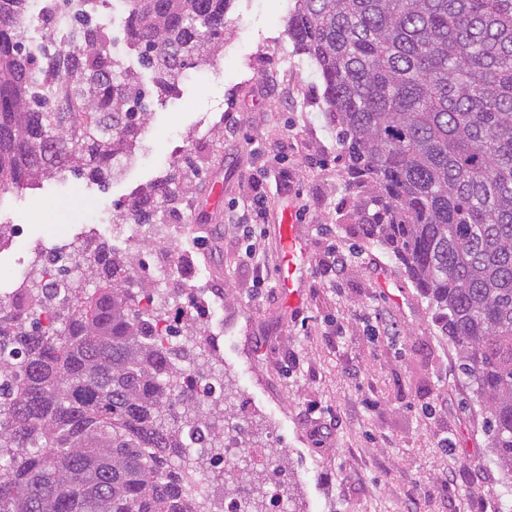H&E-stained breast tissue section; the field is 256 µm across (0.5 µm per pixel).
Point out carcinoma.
Listing matches in <instances>:
<instances>
[{"instance_id":"cac0c4a2","label":"carcinoma","mask_w":512,"mask_h":512,"mask_svg":"<svg viewBox=\"0 0 512 512\" xmlns=\"http://www.w3.org/2000/svg\"><path fill=\"white\" fill-rule=\"evenodd\" d=\"M231 3L129 0L154 90L224 48ZM26 6L0 0V195L65 171L106 183L149 121L141 80L85 17L32 54ZM285 31L318 67L359 232L437 311L512 473V0H295ZM199 176L172 163L118 223H155ZM73 253L93 292L50 276L0 305V512H199L191 450L226 429L224 381L197 363L204 320L162 317L137 256L93 239Z\"/></svg>"}]
</instances>
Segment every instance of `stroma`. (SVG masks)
<instances>
[{
  "mask_svg": "<svg viewBox=\"0 0 512 512\" xmlns=\"http://www.w3.org/2000/svg\"><path fill=\"white\" fill-rule=\"evenodd\" d=\"M293 0H234L224 50L179 84L178 98L154 97L146 134L122 174L75 189L62 177L34 179L0 195V224L22 212L18 236L0 244V264L37 272L47 250L99 238L124 255L136 239L89 210L93 200L123 202L163 177L147 153L181 147L224 188L220 205L204 191L169 217L186 271L218 289L224 351L216 374L227 386L234 422L248 431L230 462L260 472L250 449H279L284 482L303 512H504L512 478L484 431L485 413L460 373L436 313L380 245L361 237L352 217L359 191L345 181L336 131L321 103L318 69L296 53L283 15ZM236 113L239 134L224 132ZM288 169L290 191L279 187ZM263 195L267 216L256 263L247 243L224 228L230 209ZM292 207L304 242L301 305L276 287L282 264L283 207ZM354 265L335 283L316 269L331 247ZM263 287H254L258 271ZM453 483L437 491L440 473Z\"/></svg>",
  "mask_w": 512,
  "mask_h": 512,
  "instance_id": "obj_1",
  "label": "stroma"
}]
</instances>
